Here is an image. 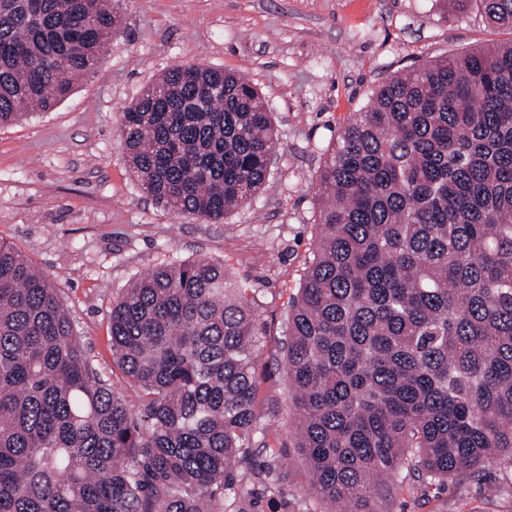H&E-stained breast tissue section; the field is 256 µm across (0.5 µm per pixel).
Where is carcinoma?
<instances>
[{"mask_svg":"<svg viewBox=\"0 0 512 512\" xmlns=\"http://www.w3.org/2000/svg\"><path fill=\"white\" fill-rule=\"evenodd\" d=\"M512 29V0H478ZM121 20L109 0H0V126L66 98ZM139 188L219 221L263 191L279 136L257 87L179 65L122 114ZM320 233L285 320L315 490L364 512L404 468L425 485L512 473V42L390 77L320 168ZM256 291L181 260L112 304L92 367L54 283L0 241V512H210L267 437Z\"/></svg>","mask_w":512,"mask_h":512,"instance_id":"obj_1","label":"carcinoma"}]
</instances>
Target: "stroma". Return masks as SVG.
<instances>
[{"label": "stroma", "mask_w": 512, "mask_h": 512, "mask_svg": "<svg viewBox=\"0 0 512 512\" xmlns=\"http://www.w3.org/2000/svg\"><path fill=\"white\" fill-rule=\"evenodd\" d=\"M122 26L95 73L68 97L0 127V241L50 275L101 379L128 404L142 392L112 361V304L132 280L173 260L208 259L258 291L266 334L256 368L266 447L281 491L256 486L249 512H330L295 446L283 359L285 318L319 233L320 167L352 113L386 78L425 60L512 40L475 0H120ZM238 72L264 95L277 160L253 204L208 222L155 204L131 173L121 115L167 69ZM377 512H512L497 465L448 485L396 478Z\"/></svg>", "instance_id": "obj_1"}]
</instances>
